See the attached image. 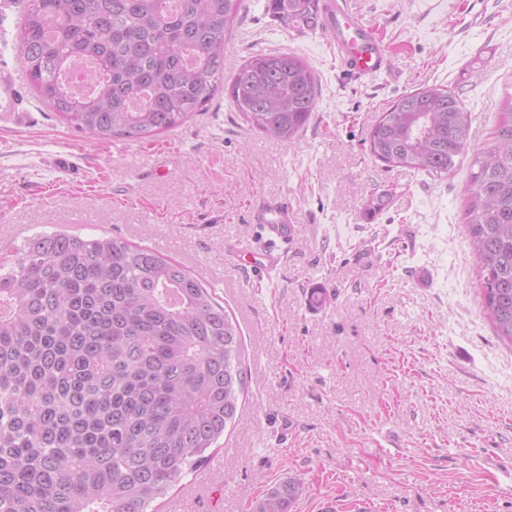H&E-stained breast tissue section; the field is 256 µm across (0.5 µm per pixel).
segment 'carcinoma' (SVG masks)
Returning <instances> with one entry per match:
<instances>
[{
	"instance_id": "cac0c4a2",
	"label": "carcinoma",
	"mask_w": 512,
	"mask_h": 512,
	"mask_svg": "<svg viewBox=\"0 0 512 512\" xmlns=\"http://www.w3.org/2000/svg\"><path fill=\"white\" fill-rule=\"evenodd\" d=\"M242 0H29L16 44L36 98L92 141L169 132L227 90L253 129L292 142L318 77L295 52L256 53L224 80ZM286 28L319 27L320 0H267ZM87 58L86 94L64 81ZM473 165L464 223L498 336L512 342V94ZM471 126L459 94L424 84L378 117L374 159L450 175ZM237 327L204 280L112 236L37 232L0 265V512H158L207 459L243 393ZM304 484L266 490L289 512Z\"/></svg>"
}]
</instances>
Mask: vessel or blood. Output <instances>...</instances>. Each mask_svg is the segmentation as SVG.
<instances>
[{"label": "vessel or blood", "mask_w": 512, "mask_h": 512, "mask_svg": "<svg viewBox=\"0 0 512 512\" xmlns=\"http://www.w3.org/2000/svg\"><path fill=\"white\" fill-rule=\"evenodd\" d=\"M320 32L336 50L340 66L363 81L390 67L389 52L377 29L366 22L349 0H320ZM20 88L11 73L0 72V112L18 116ZM250 220L260 233L258 244L238 250L240 264L259 277L280 267L296 235L295 213L288 201L263 200L250 205Z\"/></svg>", "instance_id": "b4317fda"}]
</instances>
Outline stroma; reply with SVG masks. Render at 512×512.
Returning <instances> with one entry per match:
<instances>
[{
	"instance_id": "1",
	"label": "stroma",
	"mask_w": 512,
	"mask_h": 512,
	"mask_svg": "<svg viewBox=\"0 0 512 512\" xmlns=\"http://www.w3.org/2000/svg\"><path fill=\"white\" fill-rule=\"evenodd\" d=\"M243 0L224 50L232 78L254 53L315 68L317 110L295 143L254 132L227 93L183 126L95 143L21 84L22 122L0 120V264L39 231L112 235L202 276L236 323L245 389L209 484L180 482L168 512H254L294 477L291 512H512V346L496 335L463 222L475 155L512 92V0H352L390 70L363 83L317 32L286 31ZM458 93L468 147L439 179L368 153L380 112L422 84ZM288 199L285 263L248 284L226 256L248 244L246 205ZM331 299L308 313L305 292Z\"/></svg>"
}]
</instances>
